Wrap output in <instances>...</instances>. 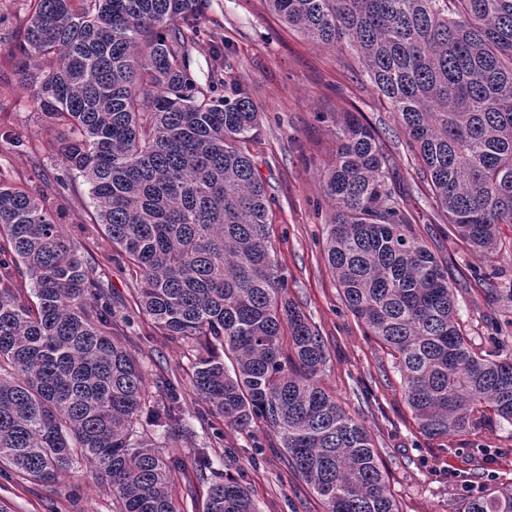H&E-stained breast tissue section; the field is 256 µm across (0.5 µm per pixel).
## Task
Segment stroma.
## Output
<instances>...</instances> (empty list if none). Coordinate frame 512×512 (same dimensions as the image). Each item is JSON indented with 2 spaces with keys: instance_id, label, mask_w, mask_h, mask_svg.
<instances>
[{
  "instance_id": "obj_1",
  "label": "stroma",
  "mask_w": 512,
  "mask_h": 512,
  "mask_svg": "<svg viewBox=\"0 0 512 512\" xmlns=\"http://www.w3.org/2000/svg\"><path fill=\"white\" fill-rule=\"evenodd\" d=\"M30 0H0V182L27 191L41 188L61 216L63 233L108 280L112 299L133 317L114 338L131 348L147 369L166 368L181 383L186 418L198 442L212 449L218 467L249 489L259 512H324L318 498L290 471L265 426L242 431L220 418L203 419L192 393L194 354L168 339L137 310L136 282L113 258L103 225L94 223L89 187L65 172L53 132L16 71ZM199 23L206 40L190 69L206 83L213 51L225 53L232 76L248 90L260 117L249 145L258 177L271 197L269 223L275 259L288 296L323 336L326 388L373 436L401 512H464L470 498L512 483V424L487 414L470 434L430 439L418 430L402 397L392 357L347 308L324 252L332 208L318 170L335 150L337 117L359 112L375 126L396 162L392 182L404 209L418 216V235L448 262L457 295V320L480 349L503 344L512 352V307L493 301L484 278L512 286V226L502 225V250L494 262L455 239L431 198L409 139L390 104L378 98L363 69L337 50L312 44L286 27L267 0H207ZM176 477L174 495L183 512H202L207 486L191 456ZM0 500L10 512H112V493L89 473L69 471L37 484L0 465Z\"/></svg>"
}]
</instances>
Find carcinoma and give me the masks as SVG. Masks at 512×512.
<instances>
[{"label":"carcinoma","mask_w":512,"mask_h":512,"mask_svg":"<svg viewBox=\"0 0 512 512\" xmlns=\"http://www.w3.org/2000/svg\"><path fill=\"white\" fill-rule=\"evenodd\" d=\"M286 26L362 65L408 133L446 224L491 261L512 225V0H268ZM206 0H31L17 58L59 131V159L89 185L95 222L137 276L139 312L172 340L205 345L192 390L240 430L263 424L324 512H400L367 428L323 386L316 326L288 298L248 143L259 112L190 52ZM46 58L56 65L42 69ZM224 95H219V88ZM395 161L353 112L336 119L320 172L333 218L324 251L354 317L395 360L421 433H469L488 407L512 424V354L478 350L455 322L448 262L401 206ZM0 462L47 482L85 462L112 512H181L186 449L208 484L204 512H259L246 486L189 443L180 384L152 400L112 336L111 288L67 242L41 192L0 184ZM31 281L35 301L15 291ZM147 418L175 453L137 431ZM466 512H512V485Z\"/></svg>","instance_id":"carcinoma-1"}]
</instances>
